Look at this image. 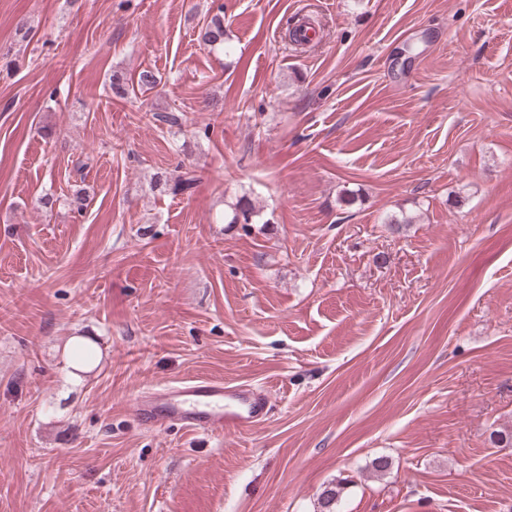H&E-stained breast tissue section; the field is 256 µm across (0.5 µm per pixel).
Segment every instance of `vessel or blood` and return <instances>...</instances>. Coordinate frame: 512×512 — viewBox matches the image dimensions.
<instances>
[{
	"label": "vessel or blood",
	"instance_id": "vessel-or-blood-1",
	"mask_svg": "<svg viewBox=\"0 0 512 512\" xmlns=\"http://www.w3.org/2000/svg\"><path fill=\"white\" fill-rule=\"evenodd\" d=\"M267 413L265 395L251 386H230L209 379H190L147 391L137 407L143 424L174 423L205 432L247 427L262 421Z\"/></svg>",
	"mask_w": 512,
	"mask_h": 512
}]
</instances>
